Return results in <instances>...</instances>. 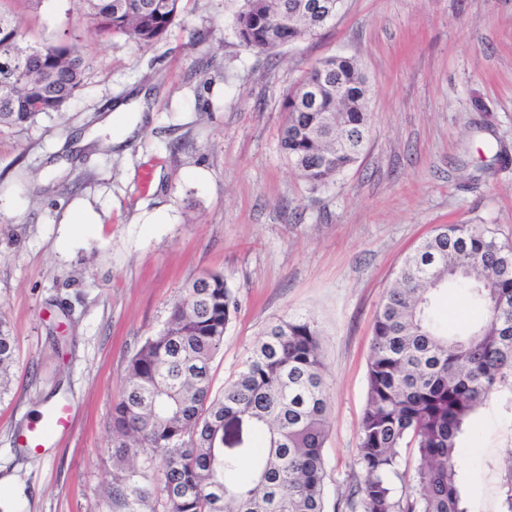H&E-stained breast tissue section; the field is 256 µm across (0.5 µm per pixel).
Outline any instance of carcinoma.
<instances>
[{
	"label": "carcinoma",
	"mask_w": 512,
	"mask_h": 512,
	"mask_svg": "<svg viewBox=\"0 0 512 512\" xmlns=\"http://www.w3.org/2000/svg\"><path fill=\"white\" fill-rule=\"evenodd\" d=\"M182 0H87L94 32L123 34L141 47L165 39ZM241 44L271 52L331 24L298 12L299 0H241ZM82 58L61 42L20 40L18 18L0 9V125L21 126L59 112L79 91ZM286 97L280 148L313 189L335 182L363 151L369 87L357 63L333 56L310 68ZM461 288L479 320L448 331L437 301ZM239 302L222 272L185 285L163 327L129 362L112 406V512H326L323 448L330 428L328 384L316 322L271 324L237 374L213 391L212 363ZM15 363L14 338L0 320V396ZM512 387V241L493 224H443L409 254L376 313L367 400L356 464L363 480L346 512H465L457 484L458 438L495 389ZM245 419L260 438L246 448L250 472L229 481L242 457L224 453L225 423ZM413 448V474L400 471ZM415 493L397 494L394 482Z\"/></svg>",
	"instance_id": "cac0c4a2"
}]
</instances>
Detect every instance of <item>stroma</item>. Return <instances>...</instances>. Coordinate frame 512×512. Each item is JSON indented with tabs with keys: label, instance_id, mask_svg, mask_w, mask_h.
<instances>
[{
	"label": "stroma",
	"instance_id": "1",
	"mask_svg": "<svg viewBox=\"0 0 512 512\" xmlns=\"http://www.w3.org/2000/svg\"><path fill=\"white\" fill-rule=\"evenodd\" d=\"M239 6L182 0L169 36L140 47L93 35L81 0L5 4L25 44L67 43L85 72L64 110L0 126V315L17 358L0 398V512H108L128 363L211 271L239 302L215 388L277 319L321 329L331 510L360 476L373 320L404 257L441 224L512 239V0H345L320 35L268 54L239 43ZM334 55L367 78L372 132L314 190L280 150L282 102ZM77 209L91 223H68ZM56 403L70 431L23 446ZM459 450L467 512H504L512 389L477 409Z\"/></svg>",
	"mask_w": 512,
	"mask_h": 512
}]
</instances>
